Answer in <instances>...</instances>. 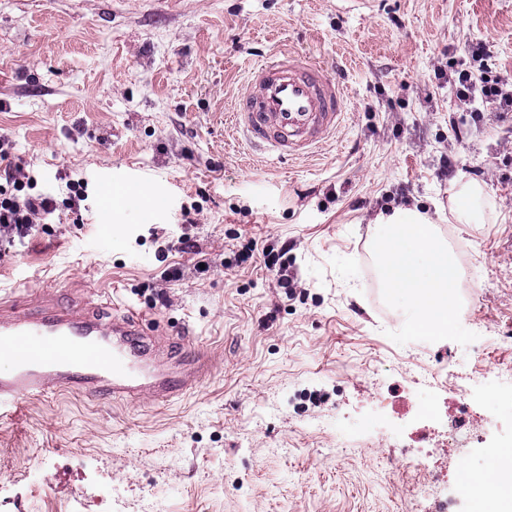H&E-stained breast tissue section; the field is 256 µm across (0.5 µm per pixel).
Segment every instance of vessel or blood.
<instances>
[{
    "label": "vessel or blood",
    "mask_w": 512,
    "mask_h": 512,
    "mask_svg": "<svg viewBox=\"0 0 512 512\" xmlns=\"http://www.w3.org/2000/svg\"><path fill=\"white\" fill-rule=\"evenodd\" d=\"M347 91L321 63L289 50L274 53L248 72L231 114L245 145L263 159L306 157L345 117ZM158 348L135 315L107 321L69 308L39 307L0 316V420L14 417L29 397L62 391L87 395L171 398L197 374H148L144 359Z\"/></svg>",
    "instance_id": "vessel-or-blood-1"
}]
</instances>
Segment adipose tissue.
Instances as JSON below:
<instances>
[{
	"label": "adipose tissue",
	"mask_w": 512,
	"mask_h": 512,
	"mask_svg": "<svg viewBox=\"0 0 512 512\" xmlns=\"http://www.w3.org/2000/svg\"><path fill=\"white\" fill-rule=\"evenodd\" d=\"M448 214L457 224H493L498 219L486 184L475 180L449 188ZM374 221L385 231L375 248L383 286L409 300L408 334L447 336L454 322V291L463 282L448 242L435 235L431 219L410 208L378 212Z\"/></svg>",
	"instance_id": "1"
}]
</instances>
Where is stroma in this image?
<instances>
[{
    "mask_svg": "<svg viewBox=\"0 0 512 512\" xmlns=\"http://www.w3.org/2000/svg\"><path fill=\"white\" fill-rule=\"evenodd\" d=\"M480 42L512 76V0H0V137L57 203L31 236H0V307L145 314L209 367L166 402L28 399L0 421V512H431L416 471L471 512L460 470L489 471L512 440V399L487 398L512 365V347L489 351L512 333V117L461 111L436 73ZM281 49L339 76L346 115L314 156L262 163L227 116ZM461 176L487 184L502 222L449 223ZM107 184L168 207L109 209ZM399 206L452 238L473 277L434 345L406 335L405 302L381 285L370 219ZM284 246L286 288L262 257ZM424 365L483 419L478 442L445 447L430 421L419 443L405 418L390 448L361 423L389 388L426 401Z\"/></svg>",
    "mask_w": 512,
    "mask_h": 512,
    "instance_id": "1",
    "label": "stroma"
}]
</instances>
